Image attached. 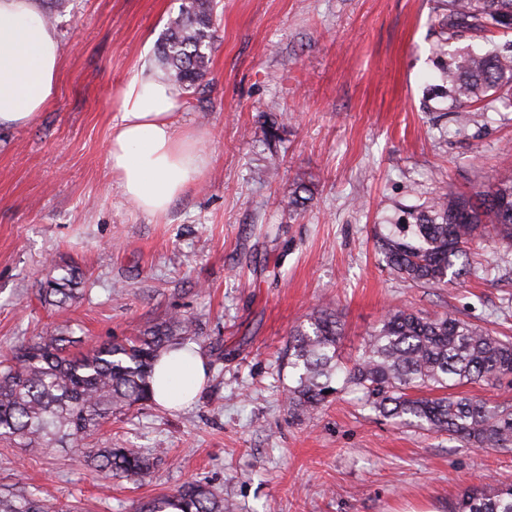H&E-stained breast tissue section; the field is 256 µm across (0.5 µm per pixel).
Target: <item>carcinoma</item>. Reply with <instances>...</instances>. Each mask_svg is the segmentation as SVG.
Masks as SVG:
<instances>
[{"mask_svg":"<svg viewBox=\"0 0 512 512\" xmlns=\"http://www.w3.org/2000/svg\"><path fill=\"white\" fill-rule=\"evenodd\" d=\"M214 0H181L157 47L165 73L187 89L208 75L216 39ZM434 83L422 110L456 129L470 113L496 112L512 93V39L487 50L461 41L487 33L512 34V0H436ZM512 242V176L468 194L435 191L420 205L402 206L377 236L383 261L397 277L423 288H446L472 273L469 244L488 234ZM76 270L40 286L45 300L78 295ZM342 327L329 307L312 311L289 331L285 357L294 375L288 408L308 411L350 389L400 425L446 433L476 448L512 443V406L462 391L512 379V340L459 317L422 316L410 308L387 313L350 363L337 354ZM196 339L193 323L172 316L138 336L114 339L80 355L73 337L57 328L0 354V441L45 454L74 448L112 479L143 478L153 459L137 448H91L89 439L112 420L153 401L158 359ZM230 512L207 485L187 483L172 494L135 503L133 512ZM0 512H77L27 488L0 491ZM453 512H512V486L474 487Z\"/></svg>","mask_w":512,"mask_h":512,"instance_id":"1","label":"carcinoma"}]
</instances>
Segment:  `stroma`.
<instances>
[{
	"label": "stroma",
	"mask_w": 512,
	"mask_h": 512,
	"mask_svg": "<svg viewBox=\"0 0 512 512\" xmlns=\"http://www.w3.org/2000/svg\"><path fill=\"white\" fill-rule=\"evenodd\" d=\"M37 2L61 65L52 104L0 127V351L62 325L87 350L176 313L196 325L209 380L188 408L150 404L95 435L150 454L145 478L0 446V487L83 512H132L186 482L234 512H452L466 488L512 483V445L399 426L354 391L309 414L284 399L288 332L325 303L346 361L394 307L512 332V242L486 236L476 272L444 289L396 278L376 248L398 206L512 175V106L445 138L421 109L434 0H218L210 73L174 117L207 164L159 220L122 195L107 145L124 83L160 70L179 0ZM301 181L311 199L294 213ZM70 265L81 297L46 304L39 281Z\"/></svg>",
	"instance_id": "stroma-1"
}]
</instances>
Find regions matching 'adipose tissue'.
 <instances>
[{"label": "adipose tissue", "instance_id": "adipose-tissue-1", "mask_svg": "<svg viewBox=\"0 0 512 512\" xmlns=\"http://www.w3.org/2000/svg\"><path fill=\"white\" fill-rule=\"evenodd\" d=\"M61 50L36 0H0V126L28 125L52 101ZM182 88L164 76L134 73L114 119L107 164L124 196L143 213L163 217L206 164L174 115ZM207 379L201 353L176 350L161 358L154 400L163 407L189 404Z\"/></svg>", "mask_w": 512, "mask_h": 512}]
</instances>
